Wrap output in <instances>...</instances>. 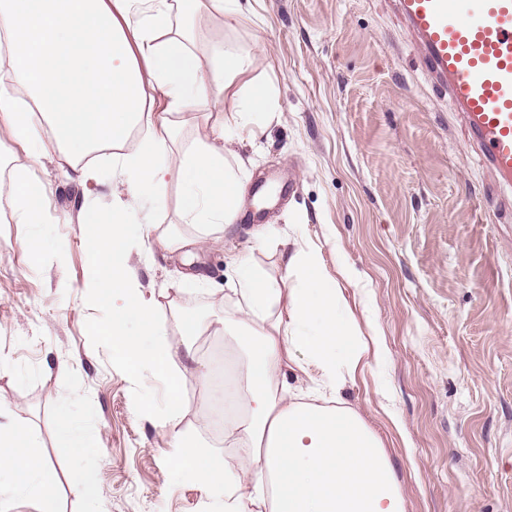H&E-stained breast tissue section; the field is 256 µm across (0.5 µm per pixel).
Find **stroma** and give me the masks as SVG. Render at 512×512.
<instances>
[{
	"mask_svg": "<svg viewBox=\"0 0 512 512\" xmlns=\"http://www.w3.org/2000/svg\"><path fill=\"white\" fill-rule=\"evenodd\" d=\"M195 25L201 45L223 40L260 58L225 90L221 121L231 123L239 92L254 84L271 90L277 109L261 140L228 144L246 167L242 215L193 266L134 251L143 288L163 313L195 310L218 327L235 310L236 258L277 277L283 250L313 242L328 270L351 272L349 310L381 353L342 400L381 438L406 512H512V189L420 66L393 0H250L238 21L206 14ZM113 154L87 156L101 174L89 191L77 167L43 157L33 177L51 220L38 227L16 222L3 176L26 154L0 142V402L56 467L50 512H88L71 481L78 468L102 488L100 512H205L199 486L168 463L164 406L178 378L180 430L224 453V431L212 422L224 401L217 357L236 339L199 337L190 364L170 333L165 370L140 380L97 332L109 308L87 296L88 246L62 216L86 197L111 208ZM35 240L46 247L39 259ZM192 269L207 279L183 290ZM61 401L98 438L83 458L55 437Z\"/></svg>",
	"mask_w": 512,
	"mask_h": 512,
	"instance_id": "35a3bbf8",
	"label": "stroma"
}]
</instances>
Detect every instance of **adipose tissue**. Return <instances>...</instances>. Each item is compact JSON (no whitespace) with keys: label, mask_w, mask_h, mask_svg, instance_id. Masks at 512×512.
Returning a JSON list of instances; mask_svg holds the SVG:
<instances>
[{"label":"adipose tissue","mask_w":512,"mask_h":512,"mask_svg":"<svg viewBox=\"0 0 512 512\" xmlns=\"http://www.w3.org/2000/svg\"><path fill=\"white\" fill-rule=\"evenodd\" d=\"M181 11L232 21L245 13L241 0H0V34L12 43L11 79L0 84V138L23 145L28 158L14 173L16 220L48 221L45 189L32 177L41 157L57 150L74 162L118 148L111 211L85 202L77 220L91 244L90 292L110 307L97 329L139 376L165 365L167 328L158 300L130 268V255L148 243L198 258L237 219L243 196L240 167L224 155L223 123L206 124L184 147L176 120L221 105L225 89L253 69L256 58L230 43L199 48L172 25ZM274 112L267 89L253 87L238 99L234 136L260 139ZM135 133L137 147L123 152ZM173 181L179 227L130 223L131 201L165 209ZM185 224L195 233L182 232ZM282 260L276 278L251 259H238V315L224 324L225 334L242 337L246 346L237 376L243 412L225 420L224 445L249 449V456L197 453L174 429L169 463L201 487L209 512H237L245 500L254 512H404L392 462L364 419L350 408L303 401L285 385L283 368L291 364L320 390L338 395L355 377L364 350L343 312L344 290L319 248L304 242ZM55 434L75 455L96 445L93 431L66 403L56 409ZM33 446L25 427L0 422V475L15 489L14 497H0V512H14L22 496L52 498L57 472Z\"/></svg>","instance_id":"adipose-tissue-1"}]
</instances>
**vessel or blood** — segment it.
<instances>
[{
    "label": "vessel or blood",
    "mask_w": 512,
    "mask_h": 512,
    "mask_svg": "<svg viewBox=\"0 0 512 512\" xmlns=\"http://www.w3.org/2000/svg\"><path fill=\"white\" fill-rule=\"evenodd\" d=\"M420 63L446 86L500 180L512 185V0H396Z\"/></svg>",
    "instance_id": "1"
}]
</instances>
